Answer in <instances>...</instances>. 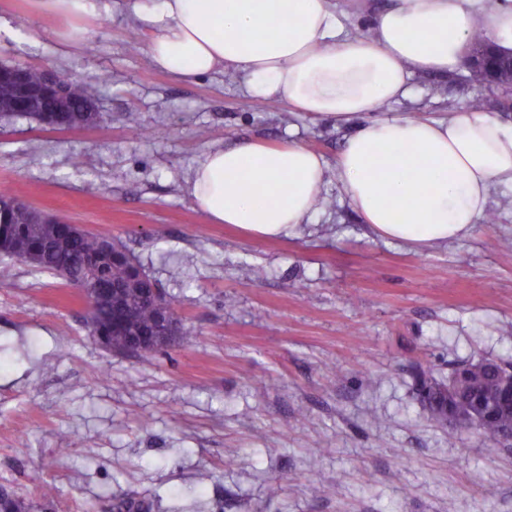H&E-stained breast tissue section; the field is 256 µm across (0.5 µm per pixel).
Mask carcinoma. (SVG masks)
<instances>
[{
    "label": "carcinoma",
    "instance_id": "carcinoma-1",
    "mask_svg": "<svg viewBox=\"0 0 512 512\" xmlns=\"http://www.w3.org/2000/svg\"><path fill=\"white\" fill-rule=\"evenodd\" d=\"M47 107L49 104L46 102L37 103L30 117L38 122L49 119L58 124L63 121L74 123L82 117L80 112H69L65 115L47 112ZM0 244L3 245L0 256L24 262L26 255L37 254L39 260L33 267L55 274L65 270L68 272L70 283L94 275L97 287L115 290L116 300L129 314L135 331L143 334L154 332L155 312L143 302V294L144 291L155 287L156 283L147 276L137 287H129V261L136 260L130 250H125L127 260L114 263L112 255H101L100 236L90 232L79 238H66L61 224L38 222L31 207L8 186H0ZM89 330L93 336L110 335L112 302L109 301L98 308ZM473 367L472 363L455 366L446 383L424 377L421 397L432 421H441L443 389L449 383L463 394L473 393L486 400L496 397L499 391L496 375L475 371Z\"/></svg>",
    "mask_w": 512,
    "mask_h": 512
}]
</instances>
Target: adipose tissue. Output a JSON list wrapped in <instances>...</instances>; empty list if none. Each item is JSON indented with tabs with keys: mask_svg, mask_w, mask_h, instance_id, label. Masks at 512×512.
<instances>
[{
	"mask_svg": "<svg viewBox=\"0 0 512 512\" xmlns=\"http://www.w3.org/2000/svg\"><path fill=\"white\" fill-rule=\"evenodd\" d=\"M154 65L187 79L231 68L254 99L360 119L336 159L351 206L377 237L427 248L467 237L494 186L512 187V120L461 107L447 118L364 113L412 93L415 73L459 69L475 28L512 53V0H393L346 32L329 0H162L145 15ZM327 176L296 143L249 139L207 152L192 196L212 223L269 239L305 224Z\"/></svg>",
	"mask_w": 512,
	"mask_h": 512,
	"instance_id": "obj_1",
	"label": "adipose tissue"
}]
</instances>
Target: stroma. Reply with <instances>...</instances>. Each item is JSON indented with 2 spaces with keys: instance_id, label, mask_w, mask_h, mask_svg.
Returning a JSON list of instances; mask_svg holds the SVG:
<instances>
[{
  "instance_id": "obj_1",
  "label": "stroma",
  "mask_w": 512,
  "mask_h": 512,
  "mask_svg": "<svg viewBox=\"0 0 512 512\" xmlns=\"http://www.w3.org/2000/svg\"><path fill=\"white\" fill-rule=\"evenodd\" d=\"M92 5L66 45L59 16L0 0V63L54 68L87 85L100 112L73 130L0 117V184L120 240L171 301L181 335L153 353L107 351L79 293L9 262L0 486L34 501L54 486L50 512H112L121 500L149 512H512V444L437 425L417 381L486 357L512 364V251L501 247L512 188L492 191L465 239L385 242L336 179L354 123L269 109L231 71L161 72L150 25L127 0ZM412 85L379 116L444 118L477 97L499 109L497 91L462 70ZM244 138L324 156L308 224L254 240L197 208L192 168ZM365 372L376 386L362 384Z\"/></svg>"
}]
</instances>
